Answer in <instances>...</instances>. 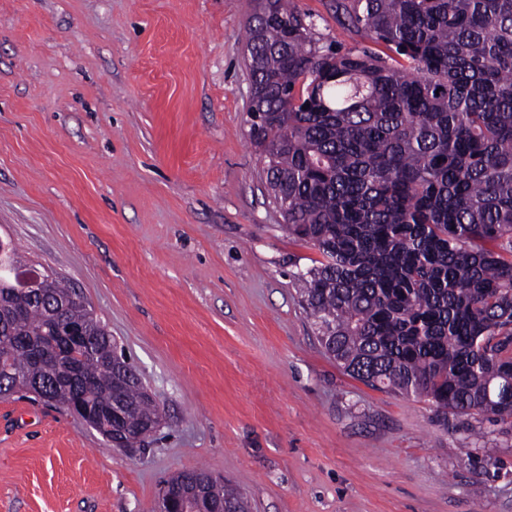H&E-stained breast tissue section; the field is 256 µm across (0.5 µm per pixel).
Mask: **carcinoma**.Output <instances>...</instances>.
Returning a JSON list of instances; mask_svg holds the SVG:
<instances>
[{"label":"carcinoma","mask_w":512,"mask_h":512,"mask_svg":"<svg viewBox=\"0 0 512 512\" xmlns=\"http://www.w3.org/2000/svg\"><path fill=\"white\" fill-rule=\"evenodd\" d=\"M377 48L312 39L293 0L248 28L251 138L288 234L321 259L293 282L352 377L448 415L512 417V0H338ZM0 255V374L83 404L129 441L160 423L136 372L73 288H21ZM84 327L70 345L64 326ZM228 512H247L223 488Z\"/></svg>","instance_id":"cac0c4a2"}]
</instances>
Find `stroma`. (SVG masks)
Returning a JSON list of instances; mask_svg holds the SVG:
<instances>
[{"instance_id":"35a3bbf8","label":"stroma","mask_w":512,"mask_h":512,"mask_svg":"<svg viewBox=\"0 0 512 512\" xmlns=\"http://www.w3.org/2000/svg\"><path fill=\"white\" fill-rule=\"evenodd\" d=\"M317 44L366 46L336 0ZM263 0H0V240L84 297L164 407L144 448L0 400V512H156L223 478L250 512H512V418L469 437L318 342L251 135L245 34ZM192 493L184 494L168 480L160 489L158 502L163 512H186L185 503Z\"/></svg>"}]
</instances>
